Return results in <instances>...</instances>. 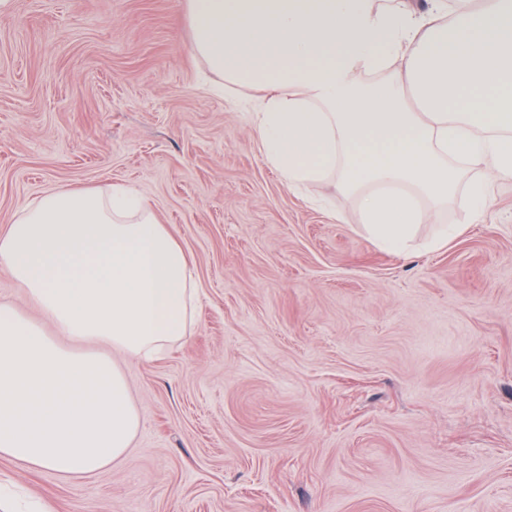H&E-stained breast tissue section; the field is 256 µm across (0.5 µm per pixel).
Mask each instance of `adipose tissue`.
I'll return each instance as SVG.
<instances>
[{
  "label": "adipose tissue",
  "instance_id": "adipose-tissue-1",
  "mask_svg": "<svg viewBox=\"0 0 512 512\" xmlns=\"http://www.w3.org/2000/svg\"><path fill=\"white\" fill-rule=\"evenodd\" d=\"M191 52L225 89L259 90L253 132L289 188L329 180L363 232L409 253L480 167L512 177V0H185ZM0 458L87 477L140 426L123 369L195 324L194 266L130 186L59 187L0 227ZM0 300L14 302L18 307L31 316L37 317L38 315V313L28 304L19 289L15 288L10 277L4 273H0Z\"/></svg>",
  "mask_w": 512,
  "mask_h": 512
}]
</instances>
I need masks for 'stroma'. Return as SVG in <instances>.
I'll list each match as a JSON object with an SVG mask.
<instances>
[{"mask_svg": "<svg viewBox=\"0 0 512 512\" xmlns=\"http://www.w3.org/2000/svg\"><path fill=\"white\" fill-rule=\"evenodd\" d=\"M184 0L0 12V225L60 186L134 185L191 257L197 321L124 362L140 429L71 478L0 458L52 512H512V178L398 255L289 190L210 89Z\"/></svg>", "mask_w": 512, "mask_h": 512, "instance_id": "35a3bbf8", "label": "stroma"}]
</instances>
